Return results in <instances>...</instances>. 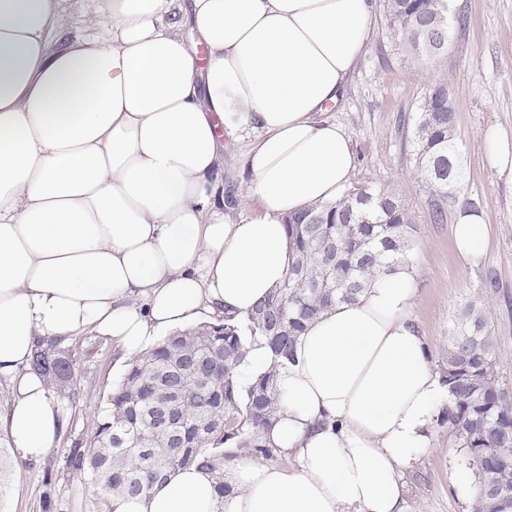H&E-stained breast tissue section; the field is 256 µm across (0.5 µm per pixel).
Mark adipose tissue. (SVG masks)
I'll return each mask as SVG.
<instances>
[{"instance_id":"adipose-tissue-1","label":"adipose tissue","mask_w":512,"mask_h":512,"mask_svg":"<svg viewBox=\"0 0 512 512\" xmlns=\"http://www.w3.org/2000/svg\"><path fill=\"white\" fill-rule=\"evenodd\" d=\"M0 0V376L5 430L37 461L61 422L35 342L94 331L120 360L201 318L242 316L290 260L284 219L341 199L357 158L325 119L373 30V0ZM207 50L206 66L181 32ZM248 217L224 210L223 134ZM458 254L490 226L460 208ZM413 268L308 324L278 379L273 460L189 466L113 512H406L448 388L414 325ZM225 492H218V484Z\"/></svg>"}]
</instances>
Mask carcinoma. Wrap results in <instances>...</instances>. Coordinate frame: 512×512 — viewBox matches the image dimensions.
<instances>
[{
    "instance_id": "carcinoma-1",
    "label": "carcinoma",
    "mask_w": 512,
    "mask_h": 512,
    "mask_svg": "<svg viewBox=\"0 0 512 512\" xmlns=\"http://www.w3.org/2000/svg\"><path fill=\"white\" fill-rule=\"evenodd\" d=\"M385 2L393 40L435 71L414 118L412 146L436 223L458 202L464 181L461 165L448 172V158L460 156L441 72L453 38L448 0ZM285 224L292 261L279 288L242 318L166 336L112 386L89 444L74 446L67 458L71 472L86 477L101 498L148 495L170 472L192 464L214 473L222 492L230 448L276 459L267 432L279 404L278 371L307 324L414 264L415 212L385 186L356 185L343 199L313 205ZM255 347L268 348L272 363L244 383L240 368ZM29 366L51 391L77 385L75 360L55 339L37 340ZM500 367L485 310L466 305L439 368L451 394L441 421L468 462L477 512H512V393L499 383Z\"/></svg>"
}]
</instances>
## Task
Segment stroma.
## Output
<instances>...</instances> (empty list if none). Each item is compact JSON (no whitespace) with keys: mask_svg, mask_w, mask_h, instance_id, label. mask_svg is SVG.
Instances as JSON below:
<instances>
[{"mask_svg":"<svg viewBox=\"0 0 512 512\" xmlns=\"http://www.w3.org/2000/svg\"><path fill=\"white\" fill-rule=\"evenodd\" d=\"M449 7L451 16L468 19L466 28L454 33L444 73L455 104L465 172L459 200L472 203L490 225L489 247L478 263L462 260L455 251L451 225L456 208H448L441 223L429 218V197L416 171L410 139L433 69L395 43L380 2L369 50L351 74L343 100L325 117L351 137L358 162L355 182L387 186L417 215L414 318L433 363H440L463 305L480 304L500 346V380L512 391V179L488 165L482 143V133L490 125L512 137V0H450ZM490 278L496 280V288H487ZM71 347L80 382L75 390L52 396L64 422L61 436L41 461L15 462L6 512H109L86 480L69 470L66 460L75 444H88L107 395L125 367L111 340L96 333L78 337ZM457 453L447 426L435 425L428 453L405 473L408 512H475V498L456 487Z\"/></svg>","mask_w":512,"mask_h":512,"instance_id":"1","label":"stroma"}]
</instances>
